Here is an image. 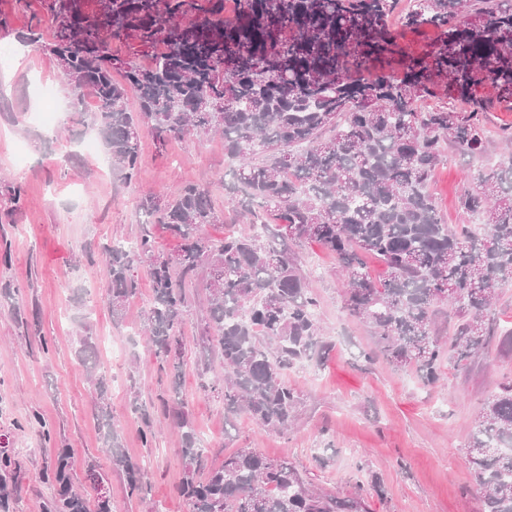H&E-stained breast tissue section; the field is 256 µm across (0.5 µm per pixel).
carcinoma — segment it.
<instances>
[{
	"instance_id": "cac0c4a2",
	"label": "carcinoma",
	"mask_w": 512,
	"mask_h": 512,
	"mask_svg": "<svg viewBox=\"0 0 512 512\" xmlns=\"http://www.w3.org/2000/svg\"><path fill=\"white\" fill-rule=\"evenodd\" d=\"M44 2L52 38L34 26L22 40L57 63L74 106L94 91L100 136L125 183L140 180L144 133L165 141L218 132L236 161L224 207L252 217L260 208L275 224L213 239L204 228L224 223V211L208 189L186 184L141 202L148 223L179 241L177 252L159 250L148 231L131 250L121 239L105 248L101 300L117 318L139 291L135 266L149 269L147 343L169 379L162 411L180 432L179 491L190 512H359L361 499L315 491L288 460L251 448L206 469L208 449L178 391L189 289L203 281L208 290L202 357H219L224 379L207 378L201 390L224 400L230 426L229 416L244 413L287 433L301 404L287 371L333 349L316 318L319 299L292 258L306 242L345 270L343 308L376 339L366 361L381 354L434 386L448 350L459 362L487 351L497 289L512 283V153L479 169V191L460 198L477 224L444 223L429 184L448 148L472 160L484 153L485 86L512 104V0H413L403 24L431 25L441 36L427 58H408L399 77L388 69L400 53L388 29L398 0H237L232 21L224 0ZM128 39L164 49L142 65L113 49ZM441 87L465 108L420 107L419 98ZM131 91L136 112L127 110ZM6 192L10 211L19 210L23 186ZM367 257L382 264L381 276L372 277ZM445 304L459 322L443 341L434 324ZM78 343L105 448L125 473L128 495L143 498L148 473L125 454L112 425L111 378L99 369L97 344L90 336ZM467 459L485 512H512V380L488 400ZM16 471L14 452L0 448V509L17 493ZM51 480L45 512H89L68 452H57Z\"/></svg>"
}]
</instances>
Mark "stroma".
I'll list each match as a JSON object with an SVG mask.
<instances>
[{
  "mask_svg": "<svg viewBox=\"0 0 512 512\" xmlns=\"http://www.w3.org/2000/svg\"><path fill=\"white\" fill-rule=\"evenodd\" d=\"M28 3L23 9L15 0H0V10L14 14L11 26L0 28V46H19L34 24L51 35L41 0ZM62 80L39 49L0 67V193L9 182L27 191L24 208L9 222L0 221V242H8L12 256L9 265H0V285L21 290L13 302H0V443L20 462L11 512H44L53 495L43 479L52 447L69 450L73 485L90 499L95 492L87 467L96 464L112 512H189L177 493L184 463L176 428L156 408L168 381L142 333L152 297L148 269L137 268L139 292L116 319L101 300L99 267L88 264L85 251L136 239L145 227L160 249L174 251L176 240L160 225H147L141 197L150 189L201 184L223 206L231 163L219 138L201 134L162 145L147 133L140 143V181L126 185L112 167L79 150L85 135L98 132L93 93L85 94L79 108H64L54 129L35 122L41 86ZM474 174L467 160L454 155L437 167L431 189L447 223H469L459 197L477 190ZM293 259L320 297L316 315L335 348L324 361H305L289 371L288 383L302 403L288 437L244 415L237 417L233 437H225L223 402L200 390L205 289L196 288L192 297L182 332L180 397L209 450V464L220 465L225 455L246 446L269 458H288L310 488L341 497L356 496L358 481L375 479L381 492L368 494V512H484L466 448L487 401L512 379V353L493 350L464 368L445 364L441 385L433 387L423 385L415 371L385 360L365 363L360 354L372 348L373 339L367 325L342 309L344 273L335 257L306 243L295 248ZM40 334L50 340L49 351L37 343ZM81 335L97 339L100 365L112 379L113 421L128 456L150 479L145 499L128 496L123 471L102 450L86 370L75 354ZM133 384L140 392L139 413L130 405ZM36 411L45 428L28 426ZM148 424L156 440L147 448L140 433ZM45 430L51 435L47 443L41 437Z\"/></svg>",
  "mask_w": 512,
  "mask_h": 512,
  "instance_id": "35a3bbf8",
  "label": "stroma"
}]
</instances>
